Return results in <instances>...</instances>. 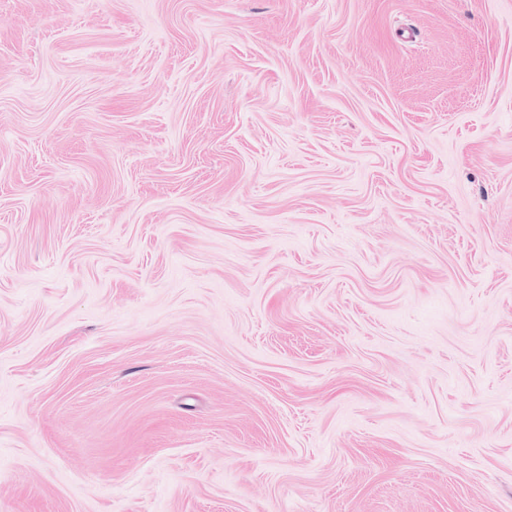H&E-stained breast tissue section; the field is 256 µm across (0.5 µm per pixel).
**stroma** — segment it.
Returning <instances> with one entry per match:
<instances>
[{"instance_id": "stroma-1", "label": "stroma", "mask_w": 512, "mask_h": 512, "mask_svg": "<svg viewBox=\"0 0 512 512\" xmlns=\"http://www.w3.org/2000/svg\"><path fill=\"white\" fill-rule=\"evenodd\" d=\"M0 512H512V0H0Z\"/></svg>"}]
</instances>
